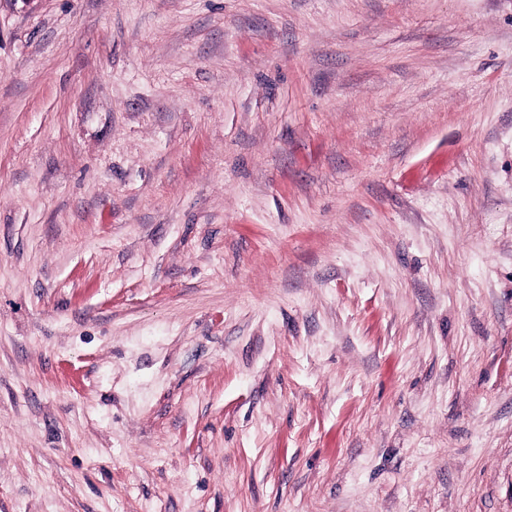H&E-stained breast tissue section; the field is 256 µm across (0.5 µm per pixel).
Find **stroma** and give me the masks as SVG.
Returning a JSON list of instances; mask_svg holds the SVG:
<instances>
[{"label":"stroma","mask_w":512,"mask_h":512,"mask_svg":"<svg viewBox=\"0 0 512 512\" xmlns=\"http://www.w3.org/2000/svg\"><path fill=\"white\" fill-rule=\"evenodd\" d=\"M0 512H512V0H0Z\"/></svg>","instance_id":"stroma-1"}]
</instances>
